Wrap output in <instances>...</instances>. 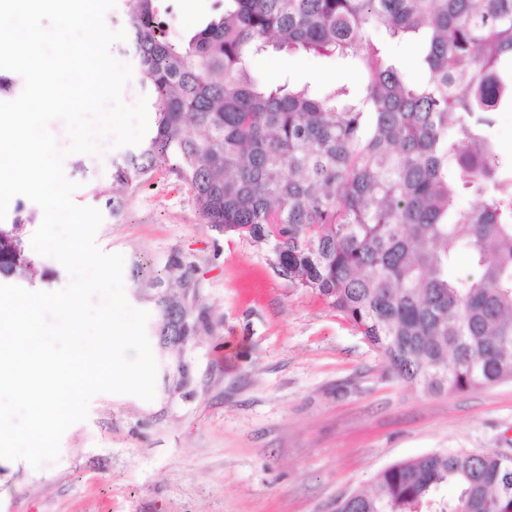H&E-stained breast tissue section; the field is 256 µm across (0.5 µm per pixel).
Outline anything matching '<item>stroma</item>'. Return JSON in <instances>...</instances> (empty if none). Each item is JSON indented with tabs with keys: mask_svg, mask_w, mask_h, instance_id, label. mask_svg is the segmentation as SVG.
I'll return each instance as SVG.
<instances>
[{
	"mask_svg": "<svg viewBox=\"0 0 512 512\" xmlns=\"http://www.w3.org/2000/svg\"><path fill=\"white\" fill-rule=\"evenodd\" d=\"M251 66L267 83L365 80L356 63L305 54L273 52ZM120 154L65 157L77 205L104 212ZM121 195L123 214L104 212L97 246L157 278L169 253L185 254L214 328L186 351L183 393L159 378L149 402L97 395L56 461L37 470L0 459V512H334L399 461L512 456V381L464 393L408 388L326 300L279 276L266 247L201 224L174 174Z\"/></svg>",
	"mask_w": 512,
	"mask_h": 512,
	"instance_id": "stroma-1",
	"label": "stroma"
}]
</instances>
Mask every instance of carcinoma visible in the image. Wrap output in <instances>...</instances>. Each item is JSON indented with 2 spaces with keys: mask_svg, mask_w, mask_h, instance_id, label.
<instances>
[{
  "mask_svg": "<svg viewBox=\"0 0 512 512\" xmlns=\"http://www.w3.org/2000/svg\"><path fill=\"white\" fill-rule=\"evenodd\" d=\"M118 2L155 117L112 161L113 183L176 174L199 223L269 246L399 382L445 393L512 380V159L492 142L495 115L512 109V0H216V15L178 36L169 0ZM411 35L423 39L419 83L386 52ZM271 49L357 60L365 85L265 83L250 62ZM23 225L0 224V280L47 277ZM460 251L476 273H455ZM130 277L154 304L148 336L170 384L186 347L160 337L179 335L169 315L184 293L137 262ZM195 316L188 335L212 331L206 309ZM508 476L495 452L431 453L380 471L335 512H512Z\"/></svg>",
  "mask_w": 512,
  "mask_h": 512,
  "instance_id": "obj_1",
  "label": "carcinoma"
}]
</instances>
